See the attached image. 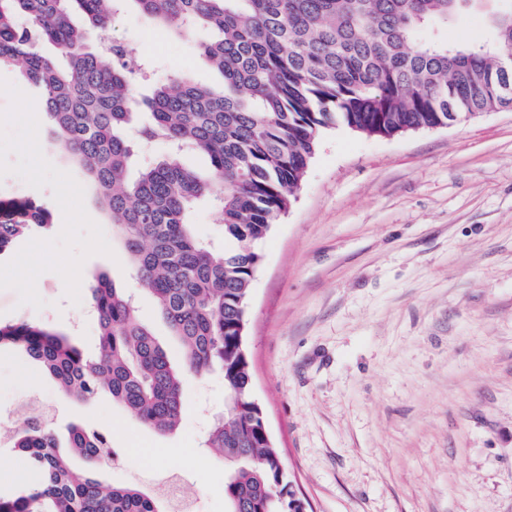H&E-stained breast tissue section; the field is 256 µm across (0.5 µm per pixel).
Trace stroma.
<instances>
[{
    "label": "stroma",
    "mask_w": 512,
    "mask_h": 512,
    "mask_svg": "<svg viewBox=\"0 0 512 512\" xmlns=\"http://www.w3.org/2000/svg\"><path fill=\"white\" fill-rule=\"evenodd\" d=\"M500 7L479 0L449 42L490 40ZM108 37L147 64L152 83L176 72L218 80L197 38L171 37L143 15L116 17ZM37 118L44 156L83 186L113 254L84 262L77 305L53 272L36 282L40 309L0 289V322L40 324L94 349L87 287L103 272L132 290L142 322L179 359L153 296L128 274L95 184L46 114ZM15 195L50 209L40 238L59 234L51 187L1 176L0 196ZM258 250L247 307L254 393L306 512H512V110L393 137L324 130L295 202ZM34 394L52 406L58 434L72 422L111 434L124 457L99 473L112 485L150 490L176 473L200 512H227L226 466L203 446L224 409L220 371L185 376L186 411L170 433L144 428L107 395L75 403L0 353V405Z\"/></svg>",
    "instance_id": "obj_1"
}]
</instances>
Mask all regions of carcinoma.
Instances as JSON below:
<instances>
[{
    "label": "carcinoma",
    "instance_id": "cac0c4a2",
    "mask_svg": "<svg viewBox=\"0 0 512 512\" xmlns=\"http://www.w3.org/2000/svg\"><path fill=\"white\" fill-rule=\"evenodd\" d=\"M476 2L0 0V63L21 62L60 146L94 180L183 363L172 362L128 290L104 273L88 288L100 329L94 352L25 321L0 323V352L24 358L78 401L109 394L160 433L182 421L184 373L220 369L225 408L204 447L229 468L228 512H304L254 395L246 339L256 247L292 206L323 130L342 124L391 137L512 108V65L500 56L512 50V0L489 17L492 41L445 36ZM76 10L86 26L73 23ZM131 10L179 37L205 34L199 56L221 82L176 73L143 96L147 74L128 66L125 48L112 44L109 63L88 40ZM155 141L166 153L134 168L137 150ZM188 152L209 157L210 170L187 167ZM202 204L218 208L233 248L196 235L192 217ZM49 224L41 203L0 202V260ZM13 448L21 476L0 494V512H168L153 491L98 478L107 449L92 427L70 425L63 445L51 423L32 419L14 432Z\"/></svg>",
    "mask_w": 512,
    "mask_h": 512
}]
</instances>
